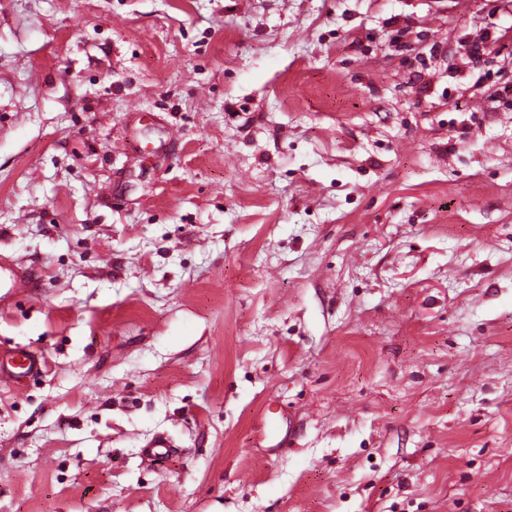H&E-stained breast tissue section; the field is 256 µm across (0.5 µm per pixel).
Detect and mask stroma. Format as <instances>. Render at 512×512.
Returning a JSON list of instances; mask_svg holds the SVG:
<instances>
[{
	"label": "stroma",
	"instance_id": "obj_1",
	"mask_svg": "<svg viewBox=\"0 0 512 512\" xmlns=\"http://www.w3.org/2000/svg\"><path fill=\"white\" fill-rule=\"evenodd\" d=\"M510 55L512 0H0V512H512ZM42 278L34 267L6 266L0 259V301L18 293L36 292L41 288ZM46 364L41 356L24 348L0 352V382L22 385L31 377L42 374Z\"/></svg>",
	"mask_w": 512,
	"mask_h": 512
}]
</instances>
